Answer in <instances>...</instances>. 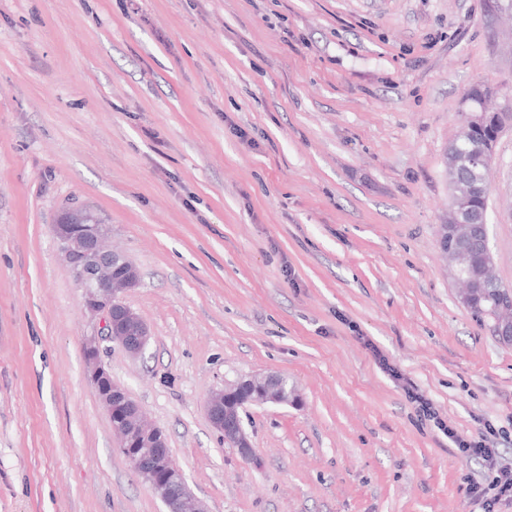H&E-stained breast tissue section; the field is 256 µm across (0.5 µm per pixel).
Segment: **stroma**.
<instances>
[{
  "label": "stroma",
  "mask_w": 512,
  "mask_h": 512,
  "mask_svg": "<svg viewBox=\"0 0 512 512\" xmlns=\"http://www.w3.org/2000/svg\"><path fill=\"white\" fill-rule=\"evenodd\" d=\"M478 85L512 104L493 0H0V512H163L86 372L73 207L151 334L101 358L209 512H483L496 468L452 438L512 467V344L437 235ZM490 175L512 289V117ZM256 373L299 401L245 407V461L205 404ZM452 441L457 445L458 448H461L463 451L468 452L470 455L482 459L490 464V466H494L495 460V450L494 448H489L484 440L481 439H464L459 436H453Z\"/></svg>",
  "instance_id": "35a3bbf8"
}]
</instances>
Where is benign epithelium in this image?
<instances>
[{"instance_id": "obj_1", "label": "benign epithelium", "mask_w": 512, "mask_h": 512, "mask_svg": "<svg viewBox=\"0 0 512 512\" xmlns=\"http://www.w3.org/2000/svg\"><path fill=\"white\" fill-rule=\"evenodd\" d=\"M465 124L481 126L487 117L484 108L471 97L463 101ZM453 207L440 225L439 242L448 239L465 242L469 238V221L463 210L477 186L455 176L451 182ZM65 261L81 288L86 312L102 323L96 336L84 342L83 354L90 370V381L106 411L113 434L120 439L130 465L139 466L148 476V485L164 505V512H207V507L189 487L183 470L171 456L162 430L145 423L142 409L126 389L112 381L101 360L99 338L119 343L130 355L143 353L150 331L143 319L122 302L121 294L139 284L136 267L123 255L107 246L111 226L87 208L62 211L52 225ZM297 403L295 387L284 375L245 376L212 393L206 412L212 427L224 441L236 448L241 459L249 461L254 449L241 423L235 403Z\"/></svg>"}]
</instances>
